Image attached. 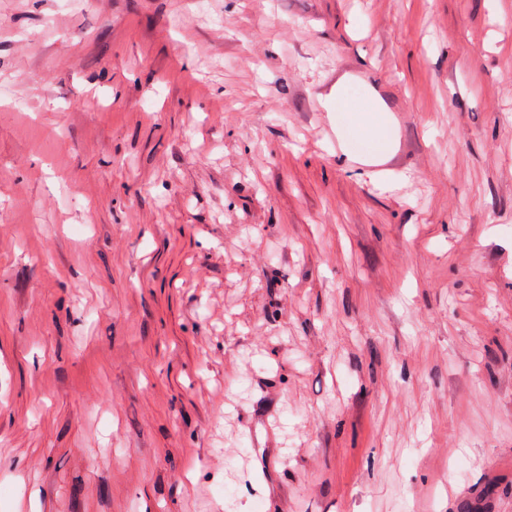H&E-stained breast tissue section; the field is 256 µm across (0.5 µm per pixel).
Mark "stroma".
Wrapping results in <instances>:
<instances>
[{"mask_svg": "<svg viewBox=\"0 0 512 512\" xmlns=\"http://www.w3.org/2000/svg\"><path fill=\"white\" fill-rule=\"evenodd\" d=\"M495 339L512 0H0V512H512ZM500 490V486L495 483H488L476 493L458 500L455 504L454 512H490L489 501Z\"/></svg>", "mask_w": 512, "mask_h": 512, "instance_id": "stroma-1", "label": "stroma"}]
</instances>
